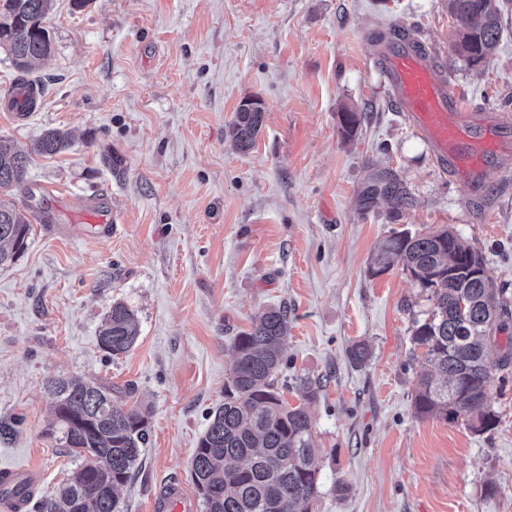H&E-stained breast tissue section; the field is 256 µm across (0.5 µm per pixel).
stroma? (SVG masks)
<instances>
[{
	"label": "stroma",
	"mask_w": 512,
	"mask_h": 512,
	"mask_svg": "<svg viewBox=\"0 0 512 512\" xmlns=\"http://www.w3.org/2000/svg\"><path fill=\"white\" fill-rule=\"evenodd\" d=\"M499 3V46L472 68L452 50L448 0H54V53L30 72L44 93L26 120L0 109V137L19 148L54 127L74 138L0 191L35 208L26 248L0 266V467L55 492L78 461L46 434L50 383L107 381L133 387L150 425L119 512H153L170 485L197 498L190 463L224 402L233 338L284 305L282 375L321 383L312 512H512V368L490 376L494 429L417 417L411 330L429 304L401 266L367 272L389 232L447 226L512 302V184L491 172L475 194L451 180L374 64L375 34L402 27L465 109L512 105V0ZM250 98L264 120L241 152L227 131ZM346 107L364 114L351 140ZM384 171L414 197L401 215L361 208ZM99 199L108 240L78 229ZM118 302L140 335L110 357L98 329ZM357 342L372 351L360 367Z\"/></svg>",
	"instance_id": "stroma-1"
}]
</instances>
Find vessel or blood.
<instances>
[{"mask_svg":"<svg viewBox=\"0 0 512 512\" xmlns=\"http://www.w3.org/2000/svg\"><path fill=\"white\" fill-rule=\"evenodd\" d=\"M386 75L397 111L430 144L438 166L450 177L477 187L486 169H494L501 181L512 182V121L502 115L488 120L467 117L456 95L450 92L434 61L419 52L408 34L390 37L377 60ZM92 236L111 238L112 212L92 206L84 215ZM0 478L18 488L12 500L14 512L31 503V476L23 469L0 471ZM159 512H194L193 501L176 488L157 500Z\"/></svg>","mask_w":512,"mask_h":512,"instance_id":"obj_1","label":"vessel or blood"}]
</instances>
